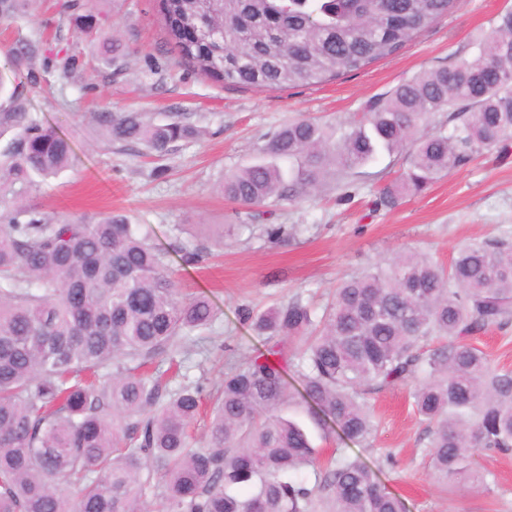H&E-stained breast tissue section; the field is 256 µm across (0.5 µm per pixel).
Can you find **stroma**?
<instances>
[{
    "label": "stroma",
    "mask_w": 512,
    "mask_h": 512,
    "mask_svg": "<svg viewBox=\"0 0 512 512\" xmlns=\"http://www.w3.org/2000/svg\"><path fill=\"white\" fill-rule=\"evenodd\" d=\"M65 5L32 0L26 15L0 18V81L27 98L35 117L70 137L76 154L73 167L43 183L27 203L91 220L118 211L150 226L178 288L211 300L215 320L185 338L176 358L179 372H170L169 357L155 363L169 387L200 380L214 389L228 362L266 352L268 338L257 334L244 310L291 300L323 307L339 281L408 249L445 264L463 245L488 238L512 242V144L475 156L391 209L374 203L406 168L403 153L380 154L352 174L347 199L332 179L298 201L272 198L259 208L218 192L224 174L264 160V146L288 120L353 123L372 97L470 57L499 16L512 10V0H459L397 54L333 82L281 91L215 82L179 63L156 0H131L115 18L114 32L128 45L130 59L125 74L112 77L69 23ZM20 34L42 41L44 51L18 68L11 51ZM127 111L160 122L182 113L202 135L160 160L135 145L100 143L95 115ZM217 224H282L294 232L273 243L256 230L218 248L211 239ZM185 241L210 249V256L185 263L178 250ZM371 404L378 429L367 445L345 440L337 429L316 428L306 406L286 415L308 430L323 454L342 448L373 467L407 512H512V453L475 454V466L496 475L494 489L441 491L426 457L429 426L413 409L410 387L373 395Z\"/></svg>",
    "instance_id": "stroma-1"
}]
</instances>
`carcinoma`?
<instances>
[{
  "label": "carcinoma",
  "instance_id": "1",
  "mask_svg": "<svg viewBox=\"0 0 512 512\" xmlns=\"http://www.w3.org/2000/svg\"><path fill=\"white\" fill-rule=\"evenodd\" d=\"M97 0L68 5L77 30L112 29ZM458 0H158L166 41L180 61L216 82L283 90L317 85L398 53ZM188 26L218 30L191 43ZM38 41L15 42L12 63L32 62ZM101 62L127 69L124 43L102 37ZM439 112L448 122L431 125ZM107 145H142L157 157L201 130L180 114L157 124L144 112H101ZM18 130L0 151V512H405L359 457L317 469L307 431L282 414L308 404L323 430L363 444L375 432L370 396L409 384L431 425L427 456L452 489H487L475 453L512 450V372L474 344L512 323V245L460 247L449 266L400 253L341 282L322 315L296 300L253 318L294 346L301 390L257 355L224 369L207 438L188 430L204 399L200 382L174 390L143 372L188 331L208 329L210 301L187 298L151 230L121 213L98 221L55 217L26 203L71 165L70 138L28 112L21 96L0 112ZM512 139V13L473 55L426 71L368 101L359 121L336 127L298 119L278 130L261 161L224 174V197L245 206L295 201L383 152L409 166L376 206L393 208L475 155ZM187 263L206 254L185 242ZM315 469L308 487L302 472Z\"/></svg>",
  "mask_w": 512,
  "mask_h": 512
}]
</instances>
